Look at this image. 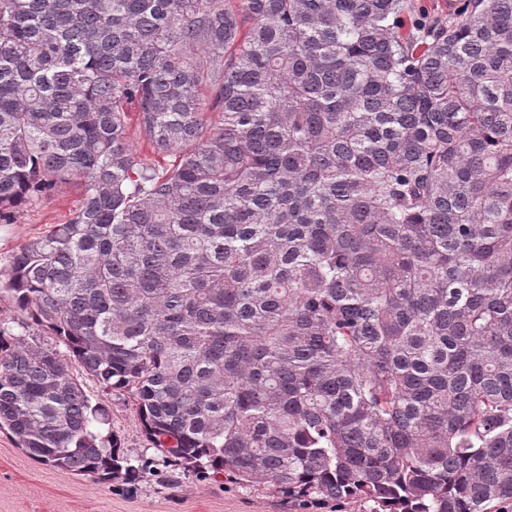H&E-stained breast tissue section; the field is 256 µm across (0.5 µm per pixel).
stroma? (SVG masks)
<instances>
[{
	"mask_svg": "<svg viewBox=\"0 0 512 512\" xmlns=\"http://www.w3.org/2000/svg\"><path fill=\"white\" fill-rule=\"evenodd\" d=\"M79 189L62 185L50 198L0 224V260L28 240L64 223L78 203ZM91 398H103L110 427L140 474L129 481L98 484L86 476L37 461L12 436L0 432V512H364L356 501L318 496L298 498L277 486L244 487L216 472L192 473L165 458L147 441L132 397L101 396L83 379Z\"/></svg>",
	"mask_w": 512,
	"mask_h": 512,
	"instance_id": "1",
	"label": "stroma"
}]
</instances>
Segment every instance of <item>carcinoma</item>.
<instances>
[{
    "label": "carcinoma",
    "mask_w": 512,
    "mask_h": 512,
    "mask_svg": "<svg viewBox=\"0 0 512 512\" xmlns=\"http://www.w3.org/2000/svg\"><path fill=\"white\" fill-rule=\"evenodd\" d=\"M460 8L0 0V224L82 186L0 266V430L134 478L76 363L187 471L512 503V0ZM415 15L421 16L429 23H444L455 21L457 0H408Z\"/></svg>",
    "instance_id": "carcinoma-1"
}]
</instances>
